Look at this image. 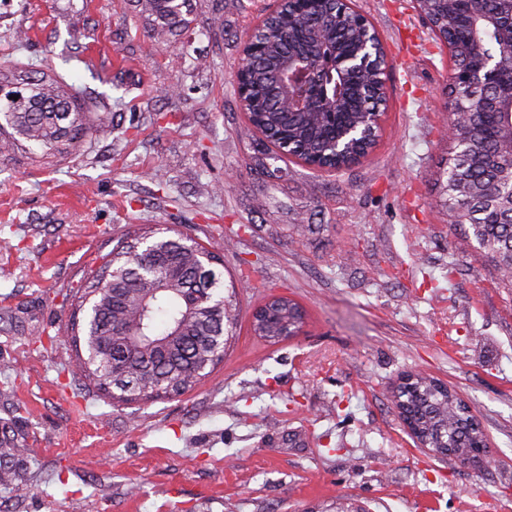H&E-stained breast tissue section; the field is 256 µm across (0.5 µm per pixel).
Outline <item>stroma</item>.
<instances>
[{"label":"stroma","instance_id":"obj_1","mask_svg":"<svg viewBox=\"0 0 512 512\" xmlns=\"http://www.w3.org/2000/svg\"><path fill=\"white\" fill-rule=\"evenodd\" d=\"M9 2L0 64L58 74L112 134L0 160V428L27 450L7 512H512V285L446 221L452 63L412 0H356L387 102L374 148L338 172L247 129L234 74L275 0H224L220 24L193 0L167 41L130 0ZM148 224L220 256L235 323L196 387L117 402L75 371L65 328ZM275 296L303 322L271 342L253 317ZM409 372L456 389L490 464L414 442L393 405Z\"/></svg>","mask_w":512,"mask_h":512}]
</instances>
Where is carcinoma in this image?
<instances>
[{"label":"carcinoma","instance_id":"cac0c4a2","mask_svg":"<svg viewBox=\"0 0 512 512\" xmlns=\"http://www.w3.org/2000/svg\"><path fill=\"white\" fill-rule=\"evenodd\" d=\"M153 17L158 37L185 24L190 0H132ZM430 22L435 40L450 50L454 68L477 74L494 58L512 68V0H415ZM319 24L309 12L289 4L257 25L265 50L241 65L250 101L249 129L260 131L273 157L287 151L298 159L332 166L345 161L332 148L335 127L315 112H293L278 93L277 74L290 56L311 53L322 41L340 55L358 50L365 38L355 3H336ZM382 88L374 70L355 75L339 107L337 121L352 125L377 109ZM490 85L471 88L461 82L448 87L454 131L448 173L441 186L448 223L472 234L478 256L493 263L501 279L512 285V105L503 102L483 110L480 98L493 99ZM109 127L90 124L87 108L61 77L43 71L16 72L0 66V156L18 149L40 150L48 159L77 153L86 139L106 136ZM203 248L167 227L150 226L130 241H121L87 284L70 323V340L81 376L97 390L119 401H149L178 395L195 386L206 370L224 358L213 345L224 332L230 301L220 279L199 277ZM299 308L277 299L256 325L259 335L276 340L288 328L299 329ZM394 403L404 405L425 447L451 448L452 458L472 464L488 453L481 428L456 392L440 381L417 374L414 387L399 391ZM24 465L23 449L8 436L0 438V485L17 496Z\"/></svg>","mask_w":512,"mask_h":512}]
</instances>
